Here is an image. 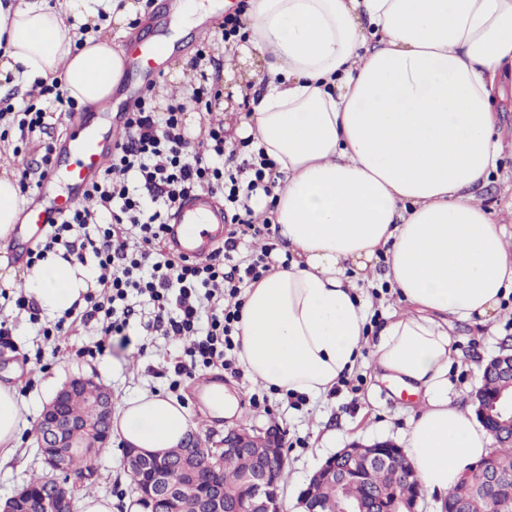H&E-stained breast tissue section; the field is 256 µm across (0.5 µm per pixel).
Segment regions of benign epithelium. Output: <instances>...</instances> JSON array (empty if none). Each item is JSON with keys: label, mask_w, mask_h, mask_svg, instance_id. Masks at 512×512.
Here are the masks:
<instances>
[{"label": "benign epithelium", "mask_w": 512, "mask_h": 512, "mask_svg": "<svg viewBox=\"0 0 512 512\" xmlns=\"http://www.w3.org/2000/svg\"><path fill=\"white\" fill-rule=\"evenodd\" d=\"M483 375L497 380L512 389V345L501 347L500 353L488 360ZM91 380L75 378L67 382L46 405L37 427V443L48 468L47 486L36 497L29 488H22L9 498L0 512H75L74 498L60 494L57 484L68 475L65 461L68 456L85 451L75 436L88 429L89 424L70 417L66 411L68 401L84 391ZM476 413L480 421L493 430L496 437L512 441V396L491 393L481 387L474 394ZM99 422L103 423L112 414V395L100 388L93 401ZM186 455L195 460L202 459L210 468L214 486L210 494L201 497L198 512H283L280 487L275 470L269 467L258 469L245 477L248 494L243 499H225L221 458L225 455L261 454L274 461L283 457L282 438L274 432L254 434L245 428L231 429L224 433V447L199 446L194 438L186 439ZM128 465L148 470L152 475L149 493L145 501L151 504L143 512H155L152 505L161 503L170 508L184 488L183 480L176 473L177 466L170 463L161 452H149L140 448L123 449ZM390 468L401 481L415 484L414 494L400 496L396 493L369 491L357 500L350 499L346 490L351 484L365 480L373 469ZM477 475L488 494L505 481L512 482V466H504L491 457L474 463L461 477L462 492L459 498L442 506V512H470L473 503L472 476ZM325 482L336 491V506L313 498L309 489H304L298 505L302 512H422L425 489L403 448L393 441H378L371 444L354 442L328 457L314 472L309 483Z\"/></svg>", "instance_id": "benign-epithelium-1"}]
</instances>
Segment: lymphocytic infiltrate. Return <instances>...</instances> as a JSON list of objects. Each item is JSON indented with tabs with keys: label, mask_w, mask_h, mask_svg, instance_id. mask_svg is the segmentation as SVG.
Returning a JSON list of instances; mask_svg holds the SVG:
<instances>
[{
	"label": "lymphocytic infiltrate",
	"mask_w": 512,
	"mask_h": 512,
	"mask_svg": "<svg viewBox=\"0 0 512 512\" xmlns=\"http://www.w3.org/2000/svg\"><path fill=\"white\" fill-rule=\"evenodd\" d=\"M185 108L179 101L161 114L147 99H139L126 115L111 163L87 191L96 208H74L28 256L29 264H36L59 245L79 261L93 253L98 260L97 297L76 315V322L98 325L101 339L95 348L104 352L106 338L124 335L135 313L129 295L147 297L155 326L184 343L183 357L169 366L180 379L191 376L200 364L233 367L226 353L235 347L239 296L271 271L274 249L268 243L244 265L234 262L241 244L271 232L270 224L254 223L248 200L264 187L273 163L261 155L249 163V177L226 174L222 161L237 152L228 149L223 125L208 124L207 150L196 152L182 129ZM200 189L220 196L230 223L223 245L201 261L176 255L163 245L165 215ZM130 235L140 241L139 250L132 253L124 244Z\"/></svg>",
	"instance_id": "lymphocytic-infiltrate-1"
}]
</instances>
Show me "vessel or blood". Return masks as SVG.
<instances>
[{
  "mask_svg": "<svg viewBox=\"0 0 512 512\" xmlns=\"http://www.w3.org/2000/svg\"><path fill=\"white\" fill-rule=\"evenodd\" d=\"M166 51L163 42L153 41L133 51L137 64L157 72V62ZM117 142L111 134L88 126L78 134L61 139L56 160L38 188L40 204L27 208L22 223L12 232L14 255L24 259L37 240L38 229L54 223L86 199L85 191L103 170ZM224 208L205 190L188 194L169 211L164 239L168 250L190 259L207 256L224 239Z\"/></svg>",
  "mask_w": 512,
  "mask_h": 512,
  "instance_id": "obj_1",
  "label": "vessel or blood"
}]
</instances>
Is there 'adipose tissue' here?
I'll return each instance as SVG.
<instances>
[{"mask_svg":"<svg viewBox=\"0 0 512 512\" xmlns=\"http://www.w3.org/2000/svg\"><path fill=\"white\" fill-rule=\"evenodd\" d=\"M102 10L119 27L136 14L133 0L0 7V70L60 80L86 107L110 97L123 53L67 21ZM248 18L224 67L259 56L269 77L235 133L275 164L271 194L250 206L273 208L292 259L246 288L240 359L253 382L317 399L370 351L383 381L417 396L405 452L428 490L447 492L493 444L448 394L449 328L488 322L512 294V231L480 197L512 150L494 109L512 90V0H249ZM381 259L403 309L371 342L362 284ZM21 284L61 314L93 277L51 254ZM20 419L15 386L0 383V464L15 455ZM191 427L176 399L143 393L113 431L154 452Z\"/></svg>","mask_w":512,"mask_h":512,"instance_id":"1","label":"adipose tissue"}]
</instances>
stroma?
<instances>
[{"instance_id":"stroma-1","label":"stroma","mask_w":512,"mask_h":512,"mask_svg":"<svg viewBox=\"0 0 512 512\" xmlns=\"http://www.w3.org/2000/svg\"><path fill=\"white\" fill-rule=\"evenodd\" d=\"M139 9L135 21L129 22L124 36L114 41L117 50L147 41L158 33H172L173 18L161 9L162 0H137ZM218 31L211 23H201L189 29L174 42L171 56L166 57L162 76L151 85H144L139 71L125 72L118 90L127 96L129 90L145 88L152 95L157 111H164L173 102L169 89L180 85L188 89L202 81L213 82L220 90H232L231 100L213 104L214 119L238 126L245 122L253 107L259 88H248L245 75L237 71L202 73L191 68L197 49L212 45L214 54H221L223 45L217 40ZM9 102L14 111L34 107L49 113L47 134L21 136L18 127L0 128V169L23 172L38 160L46 137L62 139L70 126L54 100L34 98L24 81L14 78L0 80V101ZM482 197L496 219L512 226V155L504 154L482 191ZM17 289H7L0 295V322L12 327L14 347H0V381L11 382L22 401L21 443L12 461L0 466V501H6L30 478L44 474V464L37 449L36 430L44 405L68 379L89 376L108 387L112 393V408L120 410L124 401L145 392H168L179 399L196 416L195 436L206 446L224 445V432L235 427L256 430L279 428L283 435V453L288 478L283 486L287 512H297L300 492L311 473L330 455L348 445L351 440L392 439L403 442L411 426L413 401L407 394H396L376 378L370 354H363L351 370L357 378L356 388L336 386L319 399H295L254 383L247 376H234L220 367H197L193 379L181 380L170 388L160 371L166 359L180 356L182 344L161 333L146 329L144 315L151 307L142 298L134 303L143 317L129 329L128 341L112 339L105 353L90 358L81 355L82 347L99 338L95 324L63 327L52 339H45L44 328L54 326L56 319L39 313L37 320L17 313L13 300ZM512 343V297L504 301L498 315L490 323L477 326L459 324L454 328L455 363L448 374L449 391L461 409H472V380L481 374L485 362L496 355L502 344ZM215 381L241 388V417L213 422L201 420L203 407L198 396L199 384ZM97 473L89 490H77L76 498L85 494L112 500L115 512H126V502L134 501V485L123 462V445L111 440L107 452L96 463Z\"/></svg>"}]
</instances>
